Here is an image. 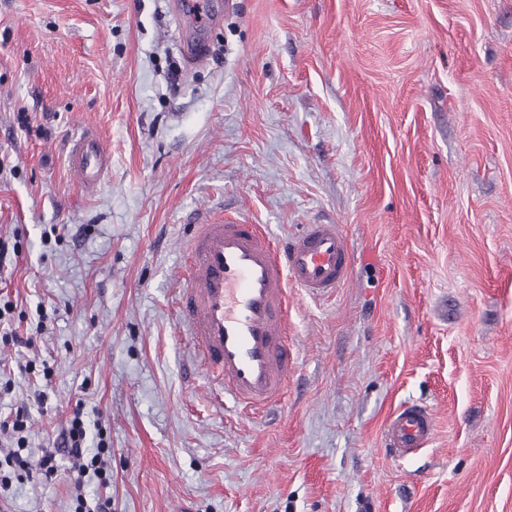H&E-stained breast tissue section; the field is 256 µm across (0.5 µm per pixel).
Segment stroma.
I'll return each mask as SVG.
<instances>
[{
  "label": "stroma",
  "instance_id": "stroma-1",
  "mask_svg": "<svg viewBox=\"0 0 512 512\" xmlns=\"http://www.w3.org/2000/svg\"><path fill=\"white\" fill-rule=\"evenodd\" d=\"M179 2L0 0V236L23 245L0 298L33 336L0 344V415L30 404L37 459L83 410L112 450L83 492L112 512H512V0H212L194 68ZM85 128L111 154L94 195ZM224 215L340 224L355 253L352 284L295 293L271 414L218 404L176 310L194 224ZM406 402L436 434L402 458ZM75 477L57 456L0 512H70ZM68 159L79 186L87 194L98 193L109 165V154L97 133L84 129L77 134L72 140ZM435 432L432 409L421 403L406 402L386 421L383 443L394 456L404 457L427 447Z\"/></svg>",
  "mask_w": 512,
  "mask_h": 512
}]
</instances>
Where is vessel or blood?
<instances>
[{
  "instance_id": "vessel-or-blood-1",
  "label": "vessel or blood",
  "mask_w": 512,
  "mask_h": 512,
  "mask_svg": "<svg viewBox=\"0 0 512 512\" xmlns=\"http://www.w3.org/2000/svg\"><path fill=\"white\" fill-rule=\"evenodd\" d=\"M69 164L86 193H98L109 165L102 139L77 134ZM354 256L339 224H308L276 245L264 225L219 220L195 225L185 252L187 285L178 315L198 367L217 396L261 410L280 400L296 366L288 346L290 288L321 296L346 283ZM436 432L431 408L402 404L383 430L385 448L398 457L429 445Z\"/></svg>"
}]
</instances>
